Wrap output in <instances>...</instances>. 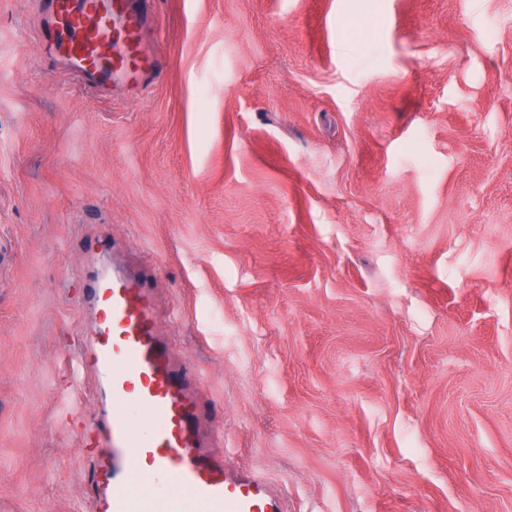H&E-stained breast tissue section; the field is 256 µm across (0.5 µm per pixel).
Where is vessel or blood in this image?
I'll list each match as a JSON object with an SVG mask.
<instances>
[{"label":"vessel or blood","instance_id":"obj_1","mask_svg":"<svg viewBox=\"0 0 512 512\" xmlns=\"http://www.w3.org/2000/svg\"><path fill=\"white\" fill-rule=\"evenodd\" d=\"M148 0H40L39 41L64 54L68 79L95 91L113 74L142 80L159 71L142 50ZM95 322L88 338L98 432L89 442L100 462L93 512H282L280 494L262 471L211 456L199 433L204 409L194 372L172 366L155 317L147 273L98 269L88 292ZM153 421L150 434L133 411ZM179 495L163 503L135 499L142 474Z\"/></svg>","mask_w":512,"mask_h":512}]
</instances>
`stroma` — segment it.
<instances>
[{
	"instance_id": "1",
	"label": "stroma",
	"mask_w": 512,
	"mask_h": 512,
	"mask_svg": "<svg viewBox=\"0 0 512 512\" xmlns=\"http://www.w3.org/2000/svg\"><path fill=\"white\" fill-rule=\"evenodd\" d=\"M35 3L0 0V512H91L114 263L284 512H512V0H152L164 68L97 95Z\"/></svg>"
}]
</instances>
